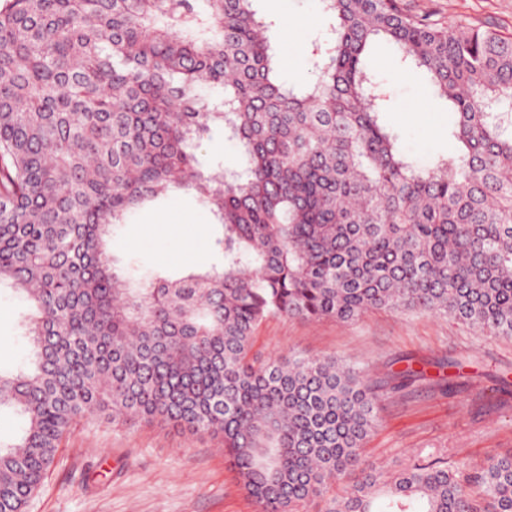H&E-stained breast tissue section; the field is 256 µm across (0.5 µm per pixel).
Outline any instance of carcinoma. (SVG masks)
Here are the masks:
<instances>
[{
  "label": "carcinoma",
  "mask_w": 512,
  "mask_h": 512,
  "mask_svg": "<svg viewBox=\"0 0 512 512\" xmlns=\"http://www.w3.org/2000/svg\"><path fill=\"white\" fill-rule=\"evenodd\" d=\"M256 0H0V285L30 304L31 367L0 372V512H27L88 413L219 434L260 512H512V453L467 491L444 459L387 476L365 458L379 390L334 357L256 363L269 316L438 313L512 337V36L401 0H320L336 19L314 78L281 80ZM384 37L455 115L420 167L365 63ZM222 123L235 167L196 152ZM175 189L222 261L134 278L106 243Z\"/></svg>",
  "instance_id": "cac0c4a2"
}]
</instances>
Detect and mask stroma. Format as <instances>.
I'll list each match as a JSON object with an SVG mask.
<instances>
[{"label":"stroma","instance_id":"obj_1","mask_svg":"<svg viewBox=\"0 0 512 512\" xmlns=\"http://www.w3.org/2000/svg\"><path fill=\"white\" fill-rule=\"evenodd\" d=\"M413 10L452 22L467 17L512 32V0H406ZM298 25L299 45L281 42V77L309 79L312 44L329 22L315 0H284ZM366 63L390 93L395 109L385 119L403 150L428 163L448 154L454 116L434 98L424 72L400 70L396 47L378 39ZM211 214L179 192L135 213L119 227L109 251L119 266L178 279L222 258ZM27 303L0 287V371H16L28 355L20 324ZM298 350L332 355L363 366L383 383L379 426L367 444L369 461L395 472L442 458L461 477L477 475L493 455L512 453V338L482 332L439 315L371 311L349 323L272 317L259 327L251 351L259 361ZM450 360L439 370L438 361ZM416 362L424 380L387 389L392 373ZM446 373L450 388L437 379ZM28 512H259L243 490L218 439L192 436L159 423H115L86 415L66 438Z\"/></svg>","mask_w":512,"mask_h":512}]
</instances>
